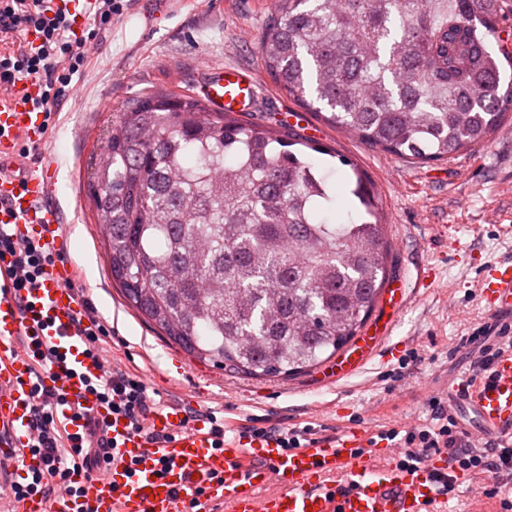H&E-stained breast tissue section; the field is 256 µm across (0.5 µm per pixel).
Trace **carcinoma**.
<instances>
[{"label":"carcinoma","instance_id":"carcinoma-1","mask_svg":"<svg viewBox=\"0 0 512 512\" xmlns=\"http://www.w3.org/2000/svg\"><path fill=\"white\" fill-rule=\"evenodd\" d=\"M500 0H275L258 43L266 73L366 146L421 163L488 140L512 112ZM302 145L338 159L346 204ZM90 199L109 225L112 280L191 357L288 376L358 335L391 246L376 196L336 151L213 114L164 91L130 101L103 146Z\"/></svg>","mask_w":512,"mask_h":512}]
</instances>
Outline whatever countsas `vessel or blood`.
<instances>
[{
    "label": "vessel or blood",
    "mask_w": 512,
    "mask_h": 512,
    "mask_svg": "<svg viewBox=\"0 0 512 512\" xmlns=\"http://www.w3.org/2000/svg\"><path fill=\"white\" fill-rule=\"evenodd\" d=\"M258 83L254 72L212 67L200 96L209 111L243 112L254 102ZM38 94V86L28 81L0 92V224L42 236L60 249L64 243L57 230L63 218L52 200L55 167L48 160L25 166L14 145L18 135L34 144L43 139V115L33 106ZM480 293L493 319H511L512 263L488 265ZM32 301L46 328L30 339L12 286H0V488L21 472L47 466L29 451L33 398L28 377L39 352L49 346L67 359L66 369H52L44 377L46 386L62 390L67 399L56 419L73 434L82 430L74 408L99 420L113 460L101 473L72 474L78 495L31 496L17 512H183L194 497L199 512H422L427 501L440 497L437 478L448 471L446 452L430 454L416 471L393 463L378 467L367 450L368 435L356 428L313 437L288 452L270 438L235 436L217 452L205 411L196 399L186 398L150 413V436L135 434L84 385L85 379L105 376L107 366L84 355L86 339L73 329L80 298L71 267L62 261L47 266ZM375 345V334L361 336L323 370L324 380L359 370ZM448 398L453 406L472 410L483 431L512 436V352L498 357L490 377L469 393L452 389ZM334 478L349 485V492L333 494ZM199 486L204 489L200 495L195 492Z\"/></svg>",
    "instance_id": "b4317fda"
}]
</instances>
